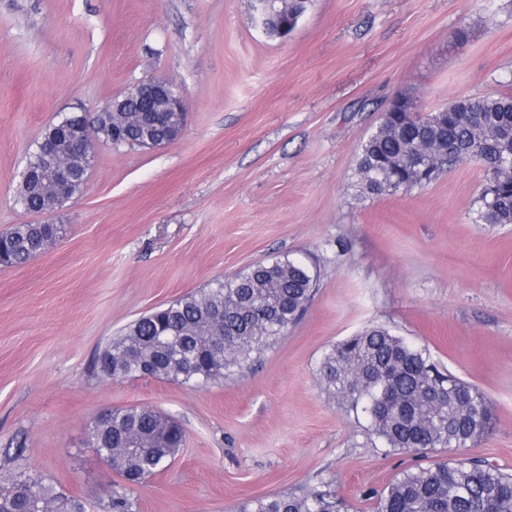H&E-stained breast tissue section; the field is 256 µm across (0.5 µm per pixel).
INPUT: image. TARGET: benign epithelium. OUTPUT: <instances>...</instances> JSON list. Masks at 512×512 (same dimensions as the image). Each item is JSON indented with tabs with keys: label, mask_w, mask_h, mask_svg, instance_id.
<instances>
[{
	"label": "benign epithelium",
	"mask_w": 512,
	"mask_h": 512,
	"mask_svg": "<svg viewBox=\"0 0 512 512\" xmlns=\"http://www.w3.org/2000/svg\"><path fill=\"white\" fill-rule=\"evenodd\" d=\"M258 23L267 36L281 39L288 37L294 30L304 11L288 16L286 0H252ZM124 112L130 122L139 121L146 112H157L161 115H173L178 123L174 126L172 136H160L142 143L144 147H161L176 140L183 132L186 124V112L182 97L176 86L167 80H152L134 85L127 92L112 100L103 109L85 114L86 125L97 126L108 120L109 114ZM58 128L63 133V140L58 141L46 137L39 144L38 156L27 161L20 179L30 181L47 169L50 180L47 188L53 197L68 203L73 197V168L77 158L85 159L83 179H88L91 163V150L96 138L88 134L82 127H70L66 118H61Z\"/></svg>",
	"instance_id": "benign-epithelium-1"
}]
</instances>
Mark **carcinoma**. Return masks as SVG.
Listing matches in <instances>:
<instances>
[{"mask_svg":"<svg viewBox=\"0 0 512 512\" xmlns=\"http://www.w3.org/2000/svg\"><path fill=\"white\" fill-rule=\"evenodd\" d=\"M512 93L454 100L427 117L385 112L361 143V193L387 195L422 186L463 162L485 159L477 224H512ZM25 209L54 207L45 187L19 185ZM54 224H14L0 232V256L20 265L46 250ZM317 272L297 258H275L179 297L134 320L97 358L101 376L152 378L191 387L217 384L249 368L304 314ZM320 382L365 414L385 447L402 453L463 451L491 426L492 412L474 387L430 361L418 348L379 326L366 328L325 355ZM89 441L121 482L108 491L106 512H137L138 485L165 469L185 442L172 418L145 407L113 408L95 420ZM85 512L83 503L39 479L19 475L0 487V512ZM330 483L302 493L252 497L237 512H342ZM376 512H512V473L477 457L431 461L409 469L377 494Z\"/></svg>","mask_w":512,"mask_h":512,"instance_id":"1","label":"carcinoma"}]
</instances>
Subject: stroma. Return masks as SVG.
<instances>
[{
  "instance_id": "1",
  "label": "stroma",
  "mask_w": 512,
  "mask_h": 512,
  "mask_svg": "<svg viewBox=\"0 0 512 512\" xmlns=\"http://www.w3.org/2000/svg\"><path fill=\"white\" fill-rule=\"evenodd\" d=\"M153 78L183 97L178 139L95 144L65 207L16 205L58 113ZM511 80L512 0H313L285 39L261 34L251 0H0V230L59 228L26 265L0 267V479L25 472L104 512L118 477L89 429L135 405L186 433L134 487L139 512H237L324 481L348 512H374L420 458L388 451L319 381L324 355L368 326L483 393L493 422L466 454L512 472V224L473 222L483 168L366 197L356 172L394 94L426 116ZM284 256L317 268V290L244 374L189 388L95 370L126 324Z\"/></svg>"
}]
</instances>
